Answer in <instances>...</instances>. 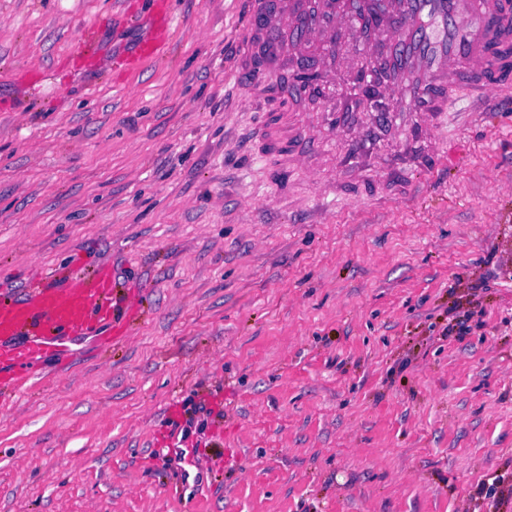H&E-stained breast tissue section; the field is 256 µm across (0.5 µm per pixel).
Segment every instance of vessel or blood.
I'll use <instances>...</instances> for the list:
<instances>
[{
	"mask_svg": "<svg viewBox=\"0 0 512 512\" xmlns=\"http://www.w3.org/2000/svg\"><path fill=\"white\" fill-rule=\"evenodd\" d=\"M235 8L246 23L234 66L250 98L274 92L293 101L329 88L343 62L353 67L354 94L369 98L362 112H327L316 120L285 112L260 128V139L285 152L287 167L318 195L370 179L361 153L380 135L425 141L424 152L408 160L420 172L457 166L459 156L440 134L442 116L460 102L467 111L483 110L512 91L503 78L512 67V5L505 0H236ZM168 41V25L160 23L140 60L159 56ZM316 49L321 64L313 81L284 75L285 60ZM319 125L346 145L335 164L318 161L325 153L315 139ZM136 314L132 304H119L108 267L52 274L16 293L1 290L0 387L26 390L48 357L68 370L78 357L74 342L101 327L127 339Z\"/></svg>",
	"mask_w": 512,
	"mask_h": 512,
	"instance_id": "obj_1",
	"label": "vessel or blood"
}]
</instances>
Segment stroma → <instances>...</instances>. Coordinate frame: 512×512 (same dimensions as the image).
Instances as JSON below:
<instances>
[{
	"label": "stroma",
	"mask_w": 512,
	"mask_h": 512,
	"mask_svg": "<svg viewBox=\"0 0 512 512\" xmlns=\"http://www.w3.org/2000/svg\"><path fill=\"white\" fill-rule=\"evenodd\" d=\"M233 0H0V278L112 266L132 336L0 396V512H512V95L451 112L459 170L313 223L234 88ZM486 277V328L440 340ZM222 410L201 482L164 467ZM169 41V32L166 16L162 19L150 42L141 51L140 55L134 58V65L139 67L145 60L154 59L159 56ZM202 413L206 415H211L213 413L212 409H207L205 405L202 404H194L192 408L185 409L184 415L186 416L184 425L181 427L180 424H176L175 427L180 428L179 434L180 438L178 440L177 448L167 447L166 453H164V449H162L163 459L165 461V465L167 467H172L173 465L183 469L184 475L189 477V472L185 468V460L186 457L190 454L189 447L192 449V454L196 455L199 447V441L195 444H191V446H187L186 443L189 441L190 437L195 434H201L203 431V426L199 425L197 414ZM186 462L192 465L193 461L190 456L187 457Z\"/></svg>",
	"instance_id": "obj_1"
}]
</instances>
